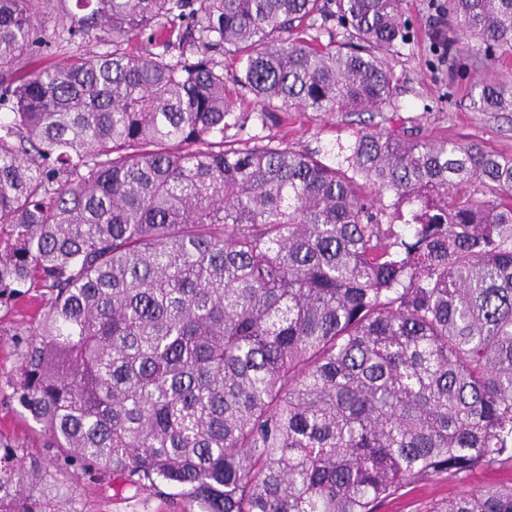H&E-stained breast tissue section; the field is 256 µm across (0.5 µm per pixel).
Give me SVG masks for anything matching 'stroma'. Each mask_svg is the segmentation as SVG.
Segmentation results:
<instances>
[{
	"instance_id": "35a3bbf8",
	"label": "stroma",
	"mask_w": 512,
	"mask_h": 512,
	"mask_svg": "<svg viewBox=\"0 0 512 512\" xmlns=\"http://www.w3.org/2000/svg\"><path fill=\"white\" fill-rule=\"evenodd\" d=\"M427 4L428 0H402L410 33L389 57L397 91L394 107L386 114L387 125L404 128L419 140L445 138L512 155V112H476L469 99L476 82L512 83V59L486 67L478 42L462 39L456 54L465 62L466 72L451 79L447 66L433 52L436 31ZM363 121L357 114L324 117L310 112L294 115L282 126L250 120L242 135L277 137L293 149L320 152L327 164L337 165L348 156ZM41 312L34 291L0 308V452L9 450L23 461H38L47 480L45 494L28 503L29 512H180L178 501L119 487L108 473L67 468L57 462L56 451L47 447L40 426L27 417L6 385L19 363L22 336ZM507 478L503 471L478 469L462 481L422 483L387 500L380 512H427L433 503Z\"/></svg>"
}]
</instances>
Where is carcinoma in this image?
I'll use <instances>...</instances> for the list:
<instances>
[{
	"label": "carcinoma",
	"mask_w": 512,
	"mask_h": 512,
	"mask_svg": "<svg viewBox=\"0 0 512 512\" xmlns=\"http://www.w3.org/2000/svg\"><path fill=\"white\" fill-rule=\"evenodd\" d=\"M430 8L512 57V0ZM408 29L401 0H0V307L44 309L7 385L49 447L183 512L512 470V156L373 121ZM77 38L111 49L36 64ZM248 96L372 122L331 166L228 135ZM41 481L1 455L0 512ZM428 512H512V483Z\"/></svg>",
	"instance_id": "1"
}]
</instances>
